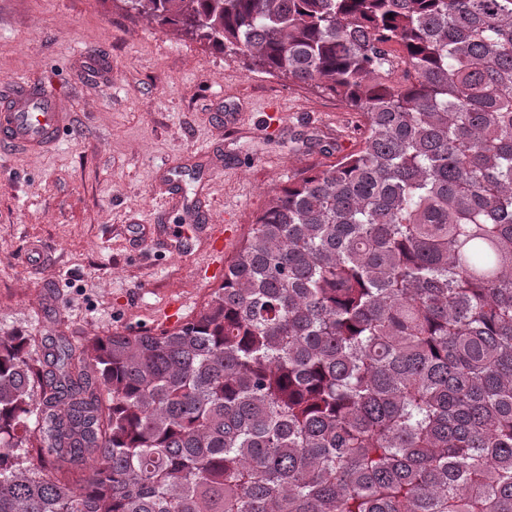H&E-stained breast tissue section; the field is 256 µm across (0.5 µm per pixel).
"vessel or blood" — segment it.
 Returning <instances> with one entry per match:
<instances>
[{
    "label": "vessel or blood",
    "mask_w": 512,
    "mask_h": 512,
    "mask_svg": "<svg viewBox=\"0 0 512 512\" xmlns=\"http://www.w3.org/2000/svg\"><path fill=\"white\" fill-rule=\"evenodd\" d=\"M74 125L71 106L52 88L41 87L34 95L24 81H16L13 90L0 100V154L49 153ZM193 231L209 242L214 255L213 262L203 271L204 276L220 277L223 273V225L197 224Z\"/></svg>",
    "instance_id": "1"
}]
</instances>
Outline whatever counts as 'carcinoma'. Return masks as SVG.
Segmentation results:
<instances>
[{"label": "carcinoma", "mask_w": 512, "mask_h": 512, "mask_svg": "<svg viewBox=\"0 0 512 512\" xmlns=\"http://www.w3.org/2000/svg\"><path fill=\"white\" fill-rule=\"evenodd\" d=\"M122 2L365 125L192 319L0 335V512H512V0Z\"/></svg>", "instance_id": "obj_1"}]
</instances>
